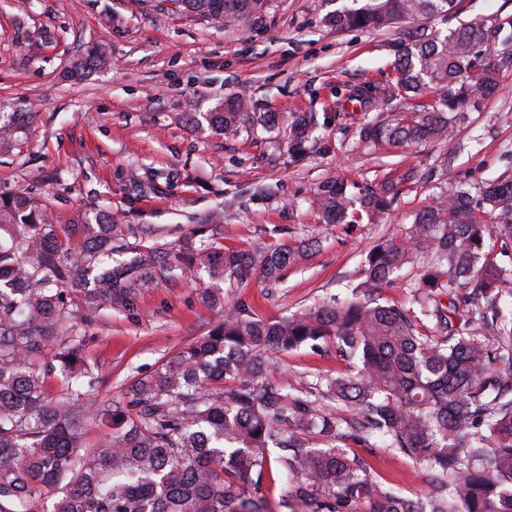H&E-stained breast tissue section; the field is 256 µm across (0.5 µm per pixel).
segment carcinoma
<instances>
[{"label": "carcinoma", "instance_id": "cac0c4a2", "mask_svg": "<svg viewBox=\"0 0 512 512\" xmlns=\"http://www.w3.org/2000/svg\"><path fill=\"white\" fill-rule=\"evenodd\" d=\"M224 19L227 27L260 25L270 0H181ZM327 15L338 31L381 30L451 14L456 0H352ZM491 17L476 15L444 36L424 27L396 46L397 95L432 103L395 121H368L360 137L390 144L452 141L470 123L477 100L498 89L501 58L487 56ZM236 93L217 113L235 137L257 120ZM31 119L0 113V147ZM292 148L307 131L288 121ZM391 203L384 190L355 193L327 184L315 205L328 224L377 220ZM129 226L105 214L55 224L42 199L0 195V512H260L243 500L270 463L272 450L305 505L332 512H512V270L486 240L512 247V174L485 182L477 195L448 181L401 237L376 245L352 297L278 321L235 308L224 322L135 380L122 403L98 414L116 422L95 450L83 446L80 422L99 375L81 357L80 321L125 306L158 276L200 265L236 284L276 281L308 256L307 246L256 243L215 253L184 244L176 262L141 253L130 268L112 265L128 249ZM406 269L414 312L388 304L381 289ZM331 344L350 369L320 380L324 404L304 400L275 377L272 351ZM55 351L50 362L40 356ZM74 386L51 402L45 381L55 371ZM374 438L414 458L427 472L422 500L374 478L347 453Z\"/></svg>", "mask_w": 512, "mask_h": 512}]
</instances>
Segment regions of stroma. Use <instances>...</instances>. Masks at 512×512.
I'll list each match as a JSON object with an SVG mask.
<instances>
[{"label":"stroma","instance_id":"obj_1","mask_svg":"<svg viewBox=\"0 0 512 512\" xmlns=\"http://www.w3.org/2000/svg\"><path fill=\"white\" fill-rule=\"evenodd\" d=\"M350 2L271 0L263 25L232 29L180 0H0V112L34 116L0 154V194L43 197L63 221L103 209L113 223L134 227L129 247L142 253L161 245L177 252L203 224L205 243L217 251L313 243L307 261L278 281L239 286L186 268L84 323L82 355L101 376L96 402L121 400L132 380L223 322L226 308L277 320L345 297L364 255L400 236L444 179L474 186L512 174L509 71L452 142L360 139L366 117L390 121L412 106L389 97L367 115L349 101L359 88H394L404 35L326 26V15ZM497 13L512 14V0H458L451 16L426 25L445 32ZM93 50L105 65L75 70ZM238 92L251 96L255 111L304 119L305 152L291 149L283 124L225 137L210 117ZM334 181L375 189L389 181L397 194L382 223L328 224L313 200ZM208 290L218 302L205 299ZM273 361L311 398L320 377L347 368L332 348L277 353ZM348 453L403 496L426 490L424 470L409 457L376 446ZM252 495L265 512H305L273 464Z\"/></svg>","mask_w":512,"mask_h":512}]
</instances>
